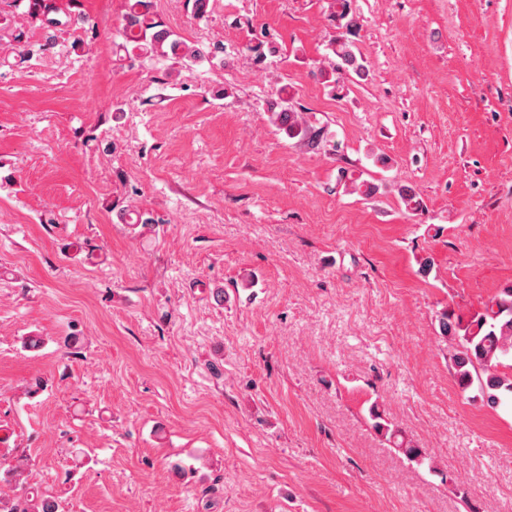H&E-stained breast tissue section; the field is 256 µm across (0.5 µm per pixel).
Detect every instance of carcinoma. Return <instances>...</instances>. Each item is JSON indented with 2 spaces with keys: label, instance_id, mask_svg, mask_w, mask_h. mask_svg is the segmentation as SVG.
I'll return each instance as SVG.
<instances>
[{
  "label": "carcinoma",
  "instance_id": "1",
  "mask_svg": "<svg viewBox=\"0 0 512 512\" xmlns=\"http://www.w3.org/2000/svg\"><path fill=\"white\" fill-rule=\"evenodd\" d=\"M333 16L345 21L344 27L356 25L350 16V0H332ZM15 7H24L22 15L27 25L38 26L50 34L37 43L24 40L25 33H16L0 27V40L10 37L18 44L19 52L28 59L41 56L57 46V37L51 30L59 22L50 17L61 11L55 0H13ZM123 39L122 47L128 55L140 59L170 58L188 64L206 55L223 52V45L214 43L203 49L189 44L165 26L151 12L150 0H127L126 13L118 30ZM336 57L332 71L338 75L351 73L360 76L364 65L355 45L342 35L331 41ZM270 121L286 131L288 136L301 137L311 149L319 147L324 139V129L306 125L300 113L280 103L270 107ZM441 334L452 341L453 368L460 388L464 391L477 388L482 397L493 405L512 403V285L503 288L484 304L483 309L464 320L454 317L448 310L438 315ZM375 430L387 437L409 461L433 467V461L423 449L390 428L378 406L370 409ZM4 512H64L62 501L51 494L24 492L10 501Z\"/></svg>",
  "mask_w": 512,
  "mask_h": 512
}]
</instances>
